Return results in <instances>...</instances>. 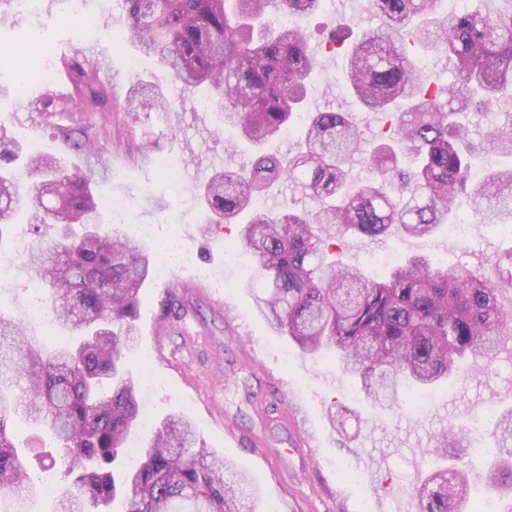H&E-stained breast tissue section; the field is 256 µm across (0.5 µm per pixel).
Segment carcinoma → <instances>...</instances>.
<instances>
[{
	"instance_id": "obj_1",
	"label": "carcinoma",
	"mask_w": 512,
	"mask_h": 512,
	"mask_svg": "<svg viewBox=\"0 0 512 512\" xmlns=\"http://www.w3.org/2000/svg\"><path fill=\"white\" fill-rule=\"evenodd\" d=\"M380 17L349 46L331 33L323 49L341 53L351 93L363 112H388L394 142L364 140L344 113L305 112L319 53L299 28L271 24L272 13L311 15L325 0H124L131 44L169 68L185 92L203 89L235 134L257 154L248 166L220 170L199 186L207 224H242L251 270L240 287L256 309L305 356L339 364L374 403L409 407L400 393L428 391L460 379L470 356L498 351L512 335V309L499 302L512 286V248L493 256L498 278L465 266L414 256L368 276L339 259L336 236L425 238L468 194L490 224L512 218V169L469 184L474 156L512 157V0H476L464 13L431 18L442 0H372ZM444 54L453 64L443 83L415 61L414 50ZM72 102L44 99L41 111L98 112L108 99L93 59L68 56ZM496 106L502 120L479 143L468 117ZM299 130L297 149L279 158L263 146ZM29 184L20 190L0 167V220L41 210L62 226L47 239L41 226L23 266L43 291L55 321L76 334L71 346L47 345L22 322L0 313V502L19 512L36 491L27 453L14 442L16 419L51 432L67 479L68 512H255L259 491L235 467L200 447L191 421L154 427L135 468L120 470L125 441L141 423L139 383L125 368L136 342L141 289L158 254L127 224H107L93 174L69 170L32 147ZM364 162L372 177L351 181ZM288 180L311 209L259 211L254 200ZM82 231L74 233L71 225ZM495 448L486 490L512 493V411L494 415ZM461 428L436 436L429 453L448 461V445L467 447ZM419 512H465L466 470L434 468L414 488Z\"/></svg>"
}]
</instances>
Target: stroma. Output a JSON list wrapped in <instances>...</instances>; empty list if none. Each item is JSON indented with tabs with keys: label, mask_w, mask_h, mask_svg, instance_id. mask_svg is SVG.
Wrapping results in <instances>:
<instances>
[{
	"label": "stroma",
	"mask_w": 512,
	"mask_h": 512,
	"mask_svg": "<svg viewBox=\"0 0 512 512\" xmlns=\"http://www.w3.org/2000/svg\"><path fill=\"white\" fill-rule=\"evenodd\" d=\"M122 0H0V53L24 56V40L55 51L79 48L111 61L101 78L112 90L110 109L91 114L56 113L45 122L27 107L26 90L0 77V139L35 144L71 167L92 169L100 198L125 196L123 216L106 221L147 224L153 241H175L185 254L164 281L151 280L141 292L139 340L126 366L141 377V403L151 423L167 416H187L201 444L249 474L260 490L256 512H417L411 494L434 465L426 450L451 425L474 427L478 459L463 458L473 497L485 493L483 457L489 456V412L512 407V357H470L464 380L437 391L421 413L408 416L369 402L333 365L301 355L257 312L238 283L244 277L239 228L230 225L206 236L203 212L193 185L216 169L249 164L255 150L224 147V117L203 108L199 94L181 91L167 69L132 45L118 48L112 32L124 28ZM380 23L371 0H353L341 8L332 0L321 13L299 24L318 44L331 18ZM342 59L321 57L311 85L315 110L349 113L374 137L386 119L358 112L341 75ZM144 83L142 101L163 90L172 101L167 112H128L125 99ZM86 127L98 132V157L74 150L61 131ZM176 154L179 180L171 182L157 168L160 158ZM34 212L18 214L0 228V264L12 275L0 283V311L25 319L43 305L44 295L22 270L27 225ZM236 245L227 253L225 242ZM512 247V225L483 223L467 197H458L452 222L434 236L392 237L377 241L348 239L344 261L366 273L384 264L427 255L451 265L490 272L492 256ZM294 413H287V406ZM310 433L314 447L299 444Z\"/></svg>",
	"instance_id": "35a3bbf8"
}]
</instances>
